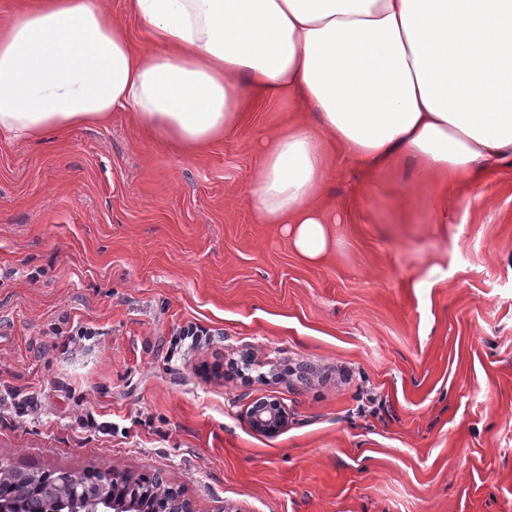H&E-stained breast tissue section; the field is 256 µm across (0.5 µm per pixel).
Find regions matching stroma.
<instances>
[{
  "label": "stroma",
  "instance_id": "stroma-1",
  "mask_svg": "<svg viewBox=\"0 0 512 512\" xmlns=\"http://www.w3.org/2000/svg\"><path fill=\"white\" fill-rule=\"evenodd\" d=\"M290 109L191 156L124 112L0 140V458L161 473L198 512H512V167L444 191L340 160L310 263L249 205ZM267 402H256L248 412V419L252 427L272 435L288 425V411L277 401Z\"/></svg>",
  "mask_w": 512,
  "mask_h": 512
}]
</instances>
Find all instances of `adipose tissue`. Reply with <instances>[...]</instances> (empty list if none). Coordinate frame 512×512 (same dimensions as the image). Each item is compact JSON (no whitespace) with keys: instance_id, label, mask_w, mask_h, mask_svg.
Here are the masks:
<instances>
[{"instance_id":"ef3b65f1","label":"adipose tissue","mask_w":512,"mask_h":512,"mask_svg":"<svg viewBox=\"0 0 512 512\" xmlns=\"http://www.w3.org/2000/svg\"><path fill=\"white\" fill-rule=\"evenodd\" d=\"M17 0L0 21V138L131 113L190 155L239 130L250 97L296 109L258 139L250 206L320 262L337 159L409 158L422 182L512 164V0Z\"/></svg>"}]
</instances>
